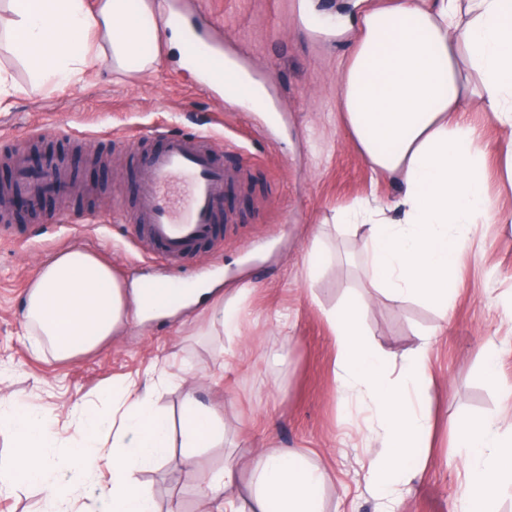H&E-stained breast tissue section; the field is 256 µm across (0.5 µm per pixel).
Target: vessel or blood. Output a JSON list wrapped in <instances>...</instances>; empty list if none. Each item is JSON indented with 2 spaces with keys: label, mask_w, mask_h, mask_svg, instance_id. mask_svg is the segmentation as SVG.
<instances>
[{
  "label": "vessel or blood",
  "mask_w": 512,
  "mask_h": 512,
  "mask_svg": "<svg viewBox=\"0 0 512 512\" xmlns=\"http://www.w3.org/2000/svg\"><path fill=\"white\" fill-rule=\"evenodd\" d=\"M205 142L202 133L169 136L160 151L144 157L149 182L139 199L135 235L160 243L163 250L158 259L171 268L212 238L224 189L236 177L235 172L216 163ZM177 180L186 187L182 201L169 192Z\"/></svg>",
  "instance_id": "obj_1"
}]
</instances>
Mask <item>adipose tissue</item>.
<instances>
[{
  "mask_svg": "<svg viewBox=\"0 0 512 512\" xmlns=\"http://www.w3.org/2000/svg\"><path fill=\"white\" fill-rule=\"evenodd\" d=\"M9 17L0 39L26 62L35 82L78 83L109 63L113 73L154 68L157 56L140 49L142 29L162 17L157 0H5ZM356 27L341 62L344 124L370 169L396 183L389 207L356 203L341 213L356 223L364 213L361 250L367 287L395 301H421L447 310L457 272L478 224L497 211L485 188V149L462 119V103L479 95L488 116L512 126V0H393L331 27ZM480 77L471 87L460 65ZM216 286L150 294L126 289L109 265L82 250L59 253L44 265L23 297V323L33 352L69 361L100 347L128 320L130 310L164 314L210 304V326L238 333V302L219 299ZM80 433L71 437L67 469L53 462L60 435L36 406L0 408V435L15 448L0 463V491L32 486L48 512H81V496L96 512H156V491L141 472L154 468L178 437L187 466L199 449L224 439V421L187 396L178 423L159 412L149 389L129 384L118 414L77 408ZM113 430L109 468L101 482L99 436ZM467 452L460 500L464 512H499L512 489V425L479 421L465 426ZM323 476L288 448L251 452L245 462L225 458L201 488L220 512H324Z\"/></svg>",
  "mask_w": 512,
  "mask_h": 512,
  "instance_id": "adipose-tissue-1",
  "label": "adipose tissue"
}]
</instances>
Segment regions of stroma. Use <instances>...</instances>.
<instances>
[{"label":"stroma","instance_id":"stroma-1","mask_svg":"<svg viewBox=\"0 0 512 512\" xmlns=\"http://www.w3.org/2000/svg\"><path fill=\"white\" fill-rule=\"evenodd\" d=\"M171 20L185 18L260 88L269 109L225 104L209 80L172 57L163 32L146 29L143 48L159 57L145 74L88 73L83 85L35 84L24 65L0 50L16 92L0 97V184L14 180L20 152L38 145L62 154L78 172L65 206L15 224L0 236V402H33L74 435L73 405L111 410L102 393L153 374L157 405L179 418L187 392L224 418V441L201 450L185 469L173 449L145 472L160 512H203L197 491L225 457L270 446L291 448L326 474V512H376L366 480L381 442L370 413L338 384L341 373L328 312L349 299L363 304L369 340L394 362L415 351L425 333L443 334L425 360L430 379L423 407L431 430L415 459L420 469L400 512H458L466 463L458 433L468 422H512V176L496 148L507 129L489 120L479 99L463 118L487 150V189L499 214L480 225L474 257L460 271L447 312L424 303H396L367 288L359 227L334 226L333 216L364 198L387 203L396 194L373 175L347 133L339 108V62L351 34L327 35L326 14L342 4L360 8L387 0H164ZM166 122L174 134L208 130L216 161L237 172L224 190L215 240L166 270L158 244L135 240L129 217L147 182L142 162L160 149L149 128ZM320 248V269L307 276V256ZM79 248L98 254L128 288L159 277L200 288L197 272L221 279L225 296L245 291L239 332H210L209 313L141 319L130 313L119 332L95 351L68 362L33 355L22 326V296L43 262ZM288 314V326L278 322ZM494 354L496 374L486 375Z\"/></svg>","mask_w":512,"mask_h":512}]
</instances>
